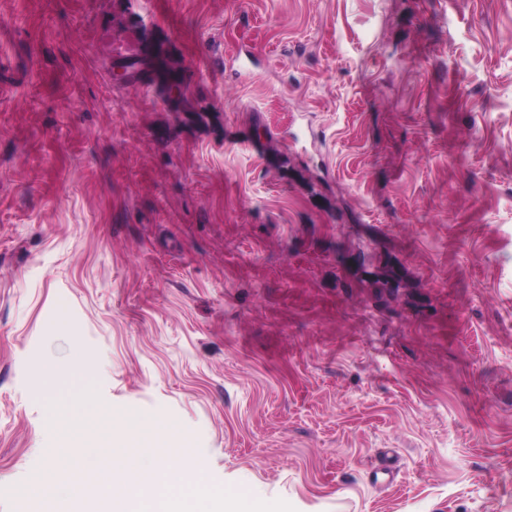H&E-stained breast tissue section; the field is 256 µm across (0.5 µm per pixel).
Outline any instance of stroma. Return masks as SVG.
Wrapping results in <instances>:
<instances>
[{"label":"stroma","mask_w":512,"mask_h":512,"mask_svg":"<svg viewBox=\"0 0 512 512\" xmlns=\"http://www.w3.org/2000/svg\"><path fill=\"white\" fill-rule=\"evenodd\" d=\"M90 387L295 512H512V0H0V512Z\"/></svg>","instance_id":"obj_1"}]
</instances>
